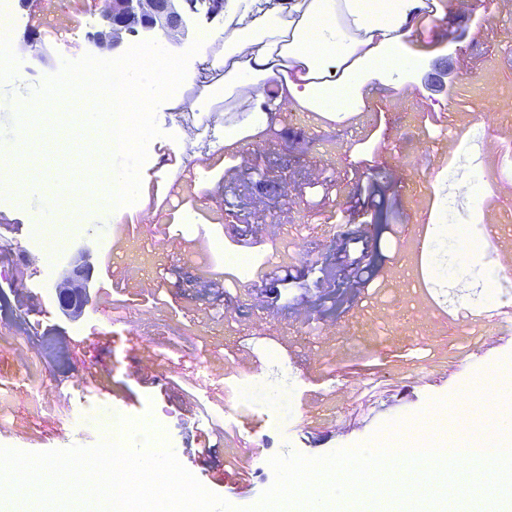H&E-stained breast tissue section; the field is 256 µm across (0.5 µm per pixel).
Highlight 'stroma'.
Returning a JSON list of instances; mask_svg holds the SVG:
<instances>
[{"mask_svg": "<svg viewBox=\"0 0 512 512\" xmlns=\"http://www.w3.org/2000/svg\"><path fill=\"white\" fill-rule=\"evenodd\" d=\"M32 8L33 0H12L9 51L34 88L93 50L101 19L90 0H42L34 24ZM493 21L480 9L443 15L446 36L403 38L400 80L363 78L375 93L352 111L283 106L270 123L240 129L219 154L209 131L240 128L243 103L225 94L223 69L208 86L184 83L200 106H158L161 134L147 146L138 199L117 221L100 197L65 248L47 257L31 225L70 191L95 192L106 168L75 167L78 142L97 137L95 128L64 104L40 111L27 162L42 193L0 197V240L18 243L27 262L20 278L0 257V282L9 285L0 291V447L64 448L58 430L81 412L82 447L99 443L102 422L138 419L204 487L245 507L273 484L272 457L380 443L468 401L490 367L512 366V320L488 315L512 285L495 267L498 253H512V148L498 142L512 130V47L490 32ZM29 39L44 58L21 51ZM465 51L471 72L440 69L441 59ZM370 154L367 181L381 205L376 223L365 224L351 171ZM188 161L204 175L173 187L172 172ZM387 166L405 170V188L383 185ZM475 176L488 188L477 200L460 191ZM151 214L169 248L146 235ZM487 224L500 226L496 240L486 239ZM240 234L260 238L261 249L232 247ZM421 234L432 242L422 255L410 248ZM82 249L90 252L89 294L109 311L87 305L74 318L54 284ZM352 250L373 275L370 288L343 272ZM264 265L291 267L294 283L260 279ZM117 266L138 287L115 280ZM32 291L41 310L35 331ZM132 325L162 367L159 380L130 374ZM92 327L111 332L110 344L81 348ZM103 355L113 367L108 393L76 387L83 363ZM211 426L223 429V445L203 458L193 443ZM247 457L252 473L239 487L212 481L225 462Z\"/></svg>", "mask_w": 512, "mask_h": 512, "instance_id": "35a3bbf8", "label": "stroma"}]
</instances>
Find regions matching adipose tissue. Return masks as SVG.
Returning a JSON list of instances; mask_svg holds the SVG:
<instances>
[{"label":"adipose tissue","instance_id":"adipose-tissue-1","mask_svg":"<svg viewBox=\"0 0 512 512\" xmlns=\"http://www.w3.org/2000/svg\"><path fill=\"white\" fill-rule=\"evenodd\" d=\"M363 36L343 44L336 30V0H227V19L237 25L222 58L201 55L202 71L224 70V89L263 98L277 89L281 103L319 112H348L359 98L361 74L385 80L401 66L396 46L414 9L413 0H348ZM347 62L343 79L331 68ZM32 136L18 138L0 157V189L32 191L37 186L26 158Z\"/></svg>","mask_w":512,"mask_h":512}]
</instances>
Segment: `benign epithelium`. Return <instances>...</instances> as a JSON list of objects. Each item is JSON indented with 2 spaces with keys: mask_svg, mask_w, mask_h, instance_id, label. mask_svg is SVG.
I'll return each instance as SVG.
<instances>
[{
  "mask_svg": "<svg viewBox=\"0 0 512 512\" xmlns=\"http://www.w3.org/2000/svg\"><path fill=\"white\" fill-rule=\"evenodd\" d=\"M199 5L218 13L224 9V0H106L101 15L103 28L92 35V41L101 52H109L123 42L124 36L135 34L140 28L160 32L177 41L185 35L182 14L187 10H197ZM87 257L88 251L79 252L80 264L64 273L56 285L67 313L74 318L81 315L76 297L86 290Z\"/></svg>",
  "mask_w": 512,
  "mask_h": 512,
  "instance_id": "benign-epithelium-1",
  "label": "benign epithelium"
}]
</instances>
